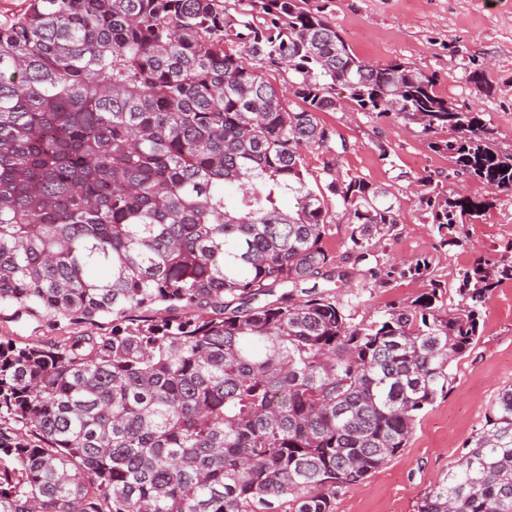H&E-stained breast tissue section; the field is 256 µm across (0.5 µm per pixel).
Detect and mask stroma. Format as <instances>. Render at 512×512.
Returning <instances> with one entry per match:
<instances>
[{
  "label": "stroma",
  "mask_w": 512,
  "mask_h": 512,
  "mask_svg": "<svg viewBox=\"0 0 512 512\" xmlns=\"http://www.w3.org/2000/svg\"><path fill=\"white\" fill-rule=\"evenodd\" d=\"M308 5L323 8L361 59L412 62L436 73L437 92L458 108L480 113L499 146L512 149V0H308ZM475 63L486 65L492 95L468 81ZM320 118L349 146L338 160L340 170L389 187L400 202L402 222L377 245L380 259L428 258L434 277L448 285L447 301L453 304L463 269L480 257H512V195L500 194L481 221L462 229L463 245H441L416 203L417 178H433L448 193L478 199L488 196V188L456 173L447 156L432 152L418 128L403 119L376 122L347 101ZM383 147L389 153L385 159L379 155ZM427 286V280L411 276L387 285L366 281L364 303L355 316H378ZM482 317L477 341L449 368L447 394L421 413L400 454L337 493L334 512H417L429 489L465 453L491 405L512 387V281L494 290ZM111 326L108 316L87 325L0 309L3 343L43 345L90 329L105 333Z\"/></svg>",
  "instance_id": "stroma-1"
}]
</instances>
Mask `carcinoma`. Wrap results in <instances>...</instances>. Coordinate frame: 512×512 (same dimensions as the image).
<instances>
[{"instance_id": "cac0c4a2", "label": "carcinoma", "mask_w": 512, "mask_h": 512, "mask_svg": "<svg viewBox=\"0 0 512 512\" xmlns=\"http://www.w3.org/2000/svg\"><path fill=\"white\" fill-rule=\"evenodd\" d=\"M306 2L30 0L0 22V306L112 317L0 342V424L22 430L0 431V512H333L448 393L512 261L464 270L451 307L427 259L380 261L395 194L341 173L319 114L341 90L401 117L493 196L512 194V149ZM420 184L445 241L493 205ZM350 265L429 288L356 322ZM417 512H512V387Z\"/></svg>"}]
</instances>
